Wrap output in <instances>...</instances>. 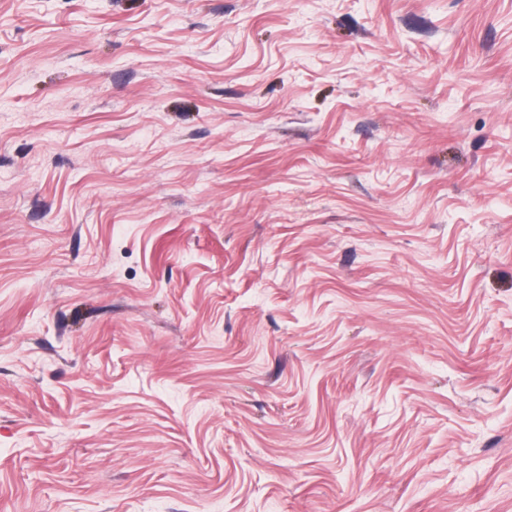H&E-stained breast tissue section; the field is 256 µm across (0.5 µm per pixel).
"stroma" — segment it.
<instances>
[{"mask_svg": "<svg viewBox=\"0 0 512 512\" xmlns=\"http://www.w3.org/2000/svg\"><path fill=\"white\" fill-rule=\"evenodd\" d=\"M0 512H512V0H0Z\"/></svg>", "mask_w": 512, "mask_h": 512, "instance_id": "35a3bbf8", "label": "stroma"}]
</instances>
